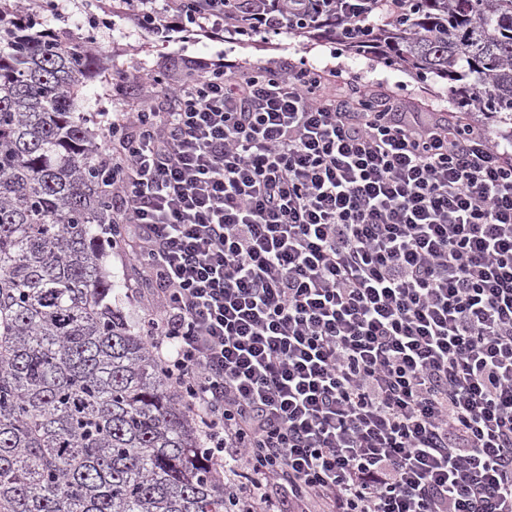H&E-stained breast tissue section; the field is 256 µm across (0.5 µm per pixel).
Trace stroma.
Masks as SVG:
<instances>
[{"label":"stroma","mask_w":512,"mask_h":512,"mask_svg":"<svg viewBox=\"0 0 512 512\" xmlns=\"http://www.w3.org/2000/svg\"><path fill=\"white\" fill-rule=\"evenodd\" d=\"M32 8L59 36H89L93 47L107 56L106 67L100 74L85 80L80 92L79 106L94 132H101L113 113L130 110L142 94L134 81L117 86L112 82L114 70L129 72L152 66L167 68L172 77L182 72L180 57L173 45L142 38L134 23L119 9L118 0H94L85 6L83 0H65L60 14L44 10L42 0H33ZM96 13L101 23L89 25L87 12ZM231 59L250 66L278 65L289 59L307 58L310 62L326 66L346 63L362 80L381 89L394 92L406 101L410 112H452L448 101V88L440 81L420 83L397 67L377 63L371 53L346 52L333 33L318 31L311 35L288 34L273 37L236 35ZM104 262L113 284L112 304L123 312L131 325L156 304L152 288L137 287L139 273L128 266L121 247L106 251Z\"/></svg>","instance_id":"1"}]
</instances>
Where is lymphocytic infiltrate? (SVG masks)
<instances>
[{
  "mask_svg": "<svg viewBox=\"0 0 512 512\" xmlns=\"http://www.w3.org/2000/svg\"><path fill=\"white\" fill-rule=\"evenodd\" d=\"M144 35L375 25L372 0H122ZM140 70L101 133L141 325L251 512H512V140L345 64Z\"/></svg>",
  "mask_w": 512,
  "mask_h": 512,
  "instance_id": "f902f5d3",
  "label": "lymphocytic infiltrate"
}]
</instances>
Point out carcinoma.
I'll return each instance as SVG.
<instances>
[{
	"instance_id": "carcinoma-1",
	"label": "carcinoma",
	"mask_w": 512,
	"mask_h": 512,
	"mask_svg": "<svg viewBox=\"0 0 512 512\" xmlns=\"http://www.w3.org/2000/svg\"><path fill=\"white\" fill-rule=\"evenodd\" d=\"M376 62L448 85L512 137V0H377ZM0 0V512H247L184 392L109 302L101 52Z\"/></svg>"
}]
</instances>
